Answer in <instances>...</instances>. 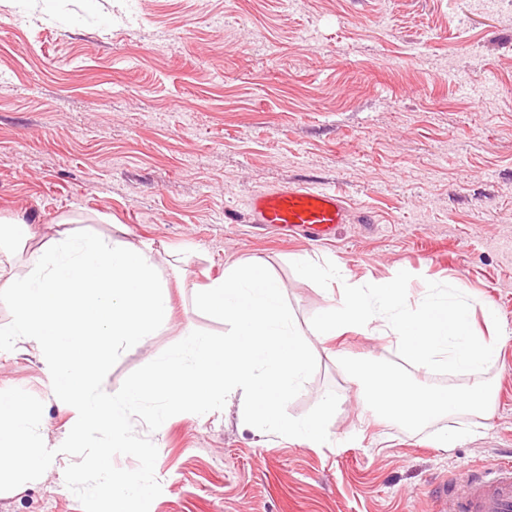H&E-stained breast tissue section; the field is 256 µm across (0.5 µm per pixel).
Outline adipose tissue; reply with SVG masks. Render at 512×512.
<instances>
[{
    "mask_svg": "<svg viewBox=\"0 0 512 512\" xmlns=\"http://www.w3.org/2000/svg\"><path fill=\"white\" fill-rule=\"evenodd\" d=\"M363 376L368 383L367 408L375 414L396 417L412 425L485 404L487 399L482 387L468 392L452 388L422 390L409 387L402 379L377 368L364 370Z\"/></svg>",
    "mask_w": 512,
    "mask_h": 512,
    "instance_id": "1",
    "label": "adipose tissue"
}]
</instances>
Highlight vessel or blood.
Segmentation results:
<instances>
[{"label": "vessel or blood", "mask_w": 512, "mask_h": 512, "mask_svg": "<svg viewBox=\"0 0 512 512\" xmlns=\"http://www.w3.org/2000/svg\"><path fill=\"white\" fill-rule=\"evenodd\" d=\"M252 223L299 233L312 241L330 238L348 223L350 211L341 194L307 185L287 184L253 194L247 204ZM453 502L455 512H512V464L456 481L441 490L437 504Z\"/></svg>", "instance_id": "1"}]
</instances>
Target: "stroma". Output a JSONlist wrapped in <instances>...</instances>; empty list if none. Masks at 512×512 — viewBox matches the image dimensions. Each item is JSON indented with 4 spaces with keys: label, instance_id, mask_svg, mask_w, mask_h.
<instances>
[{
    "label": "stroma",
    "instance_id": "35a3bbf8",
    "mask_svg": "<svg viewBox=\"0 0 512 512\" xmlns=\"http://www.w3.org/2000/svg\"><path fill=\"white\" fill-rule=\"evenodd\" d=\"M291 182L340 192L351 223L319 245L249 223L250 194ZM1 217L35 233L0 248L5 280L65 221L152 248L172 317L122 353L110 391L185 333L226 332L195 287L252 257L312 338L317 369L287 412L335 392L329 443L247 425L235 399L153 432L134 419L158 449L150 512H431L443 483L512 462V0H0ZM297 254L357 286L407 271L412 305L427 282L453 285L479 335L511 337L459 374L408 364L391 336L314 340L338 293L297 275ZM372 361L492 398L415 427L376 416L355 372ZM9 388L43 401L40 434L60 446L71 415L29 344L0 351ZM73 461L0 492V512H83L64 480Z\"/></svg>",
    "mask_w": 512,
    "mask_h": 512
}]
</instances>
